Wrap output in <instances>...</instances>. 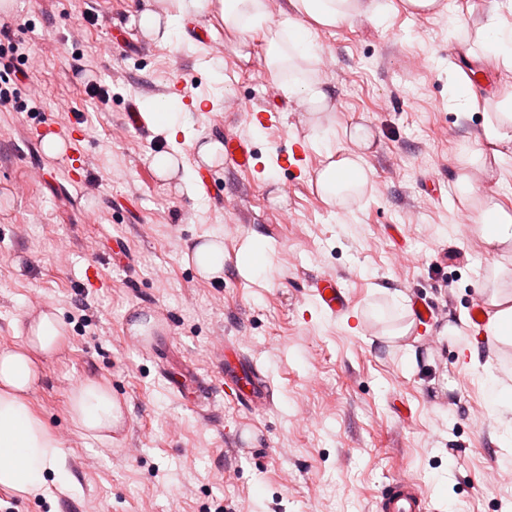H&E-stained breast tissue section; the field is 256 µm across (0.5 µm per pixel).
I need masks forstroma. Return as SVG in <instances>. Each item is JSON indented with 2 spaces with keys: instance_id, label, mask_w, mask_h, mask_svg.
<instances>
[{
  "instance_id": "1",
  "label": "stroma",
  "mask_w": 512,
  "mask_h": 512,
  "mask_svg": "<svg viewBox=\"0 0 512 512\" xmlns=\"http://www.w3.org/2000/svg\"><path fill=\"white\" fill-rule=\"evenodd\" d=\"M379 2L362 0L350 24L321 33L327 107L306 114L266 73L262 41L239 57L222 25L211 48L191 37L190 19L162 44L132 25L137 0H112L105 12L100 0H15L0 44L28 55L30 78L13 88L23 100L38 89L42 109L0 106V347L21 344L22 322L39 312L64 322L67 341L40 358L29 403L63 442L76 488L28 499L0 488V512H375L398 474L428 490L430 512H512V409L492 407L486 385L512 345L474 356L467 311L496 264L512 270V248L482 250L467 223L472 207L453 185L468 166L477 194L512 210V160L492 178L485 137L512 70L480 56L489 17L507 5L441 0L434 14L379 15ZM121 35L124 53L108 55ZM462 47L492 80L471 101L456 94ZM92 77L102 94L88 90ZM177 79L200 104L174 142L126 125L129 93L162 100ZM273 97L281 123L256 136L238 105ZM72 114L87 131L70 143L89 169L82 184L68 179L65 155L47 156L32 136ZM356 123L372 137L362 151L367 181L353 197L332 205L320 196L313 150L281 191L279 150L322 132L344 144L343 129ZM234 124L255 138L264 172L256 184L212 167L240 195L229 215L201 189L193 142ZM171 146L189 166L188 191L150 166ZM472 150L482 153L473 165ZM37 166L46 180L32 179ZM208 234L224 240L220 282L183 261ZM252 237L267 258L254 283L235 270ZM323 274L341 277L351 319L327 317L308 299L309 281ZM413 292L447 301L457 335L435 327L432 344L416 329L392 337L413 317ZM132 310L161 324L147 348L131 341ZM228 345L270 384L272 408L249 412L225 398ZM82 376L106 382L129 411L104 456L67 415L70 383ZM196 377L210 386L199 406L171 385Z\"/></svg>"
}]
</instances>
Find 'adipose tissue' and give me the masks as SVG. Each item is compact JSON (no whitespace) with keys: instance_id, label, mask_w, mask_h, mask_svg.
<instances>
[{"instance_id":"ef3b65f1","label":"adipose tissue","mask_w":512,"mask_h":512,"mask_svg":"<svg viewBox=\"0 0 512 512\" xmlns=\"http://www.w3.org/2000/svg\"><path fill=\"white\" fill-rule=\"evenodd\" d=\"M356 0H293L295 19L273 21L268 0H167L164 9L145 8L137 16L144 34L168 43L184 18H215L236 35L245 47L254 37L264 43L263 63L267 73L280 80L285 97L310 109L326 101L321 80L315 75L288 81L287 68L312 66L320 58L321 31L342 27L355 14ZM484 53L502 68H512V21L493 14L485 29ZM314 147L326 161L314 182L328 203L342 201L347 191L367 179L361 157L340 154L327 137L315 138ZM473 232L487 253L512 244V210L492 200L477 201ZM199 275L210 280L224 277V242L214 236L203 239L184 255ZM25 342L18 348L0 349V487L21 497L44 495L48 487L67 493L73 478L66 467L63 445L47 423L34 413L29 393L41 378L36 356H52L65 342L64 324L50 311L40 312L23 326ZM68 416L83 436L111 438L127 421V411L111 387L90 378L75 380L68 395Z\"/></svg>"}]
</instances>
